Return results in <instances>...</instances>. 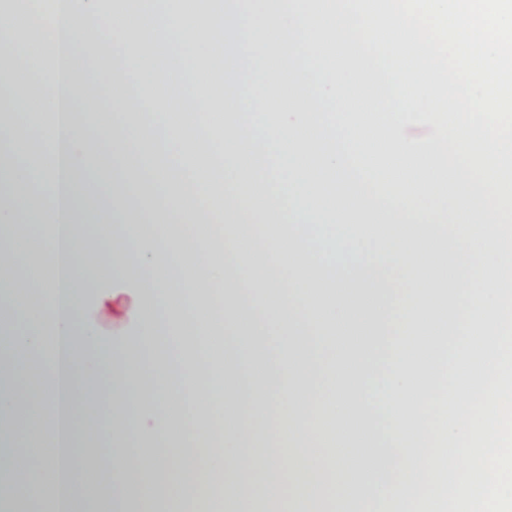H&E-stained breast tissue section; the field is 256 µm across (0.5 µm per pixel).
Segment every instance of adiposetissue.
Listing matches in <instances>:
<instances>
[{
	"label": "adipose tissue",
	"mask_w": 512,
	"mask_h": 512,
	"mask_svg": "<svg viewBox=\"0 0 512 512\" xmlns=\"http://www.w3.org/2000/svg\"><path fill=\"white\" fill-rule=\"evenodd\" d=\"M25 0L0 6V49L35 73L37 136L0 149V334L35 365L0 390V476L24 472L39 512H85L90 495L135 512H178L201 476L222 481L221 512H413V412L401 254L346 126L282 23L276 0ZM106 57L122 120L79 114ZM151 67L153 92L139 91ZM206 74L223 93L199 97ZM294 89L288 107L279 100ZM41 175L22 206L14 166ZM97 175L88 178L86 170ZM154 198V222L141 199ZM321 205H314V198ZM43 235L27 233L23 215ZM113 226L106 257L91 224ZM39 265L38 290H16L17 262ZM123 277L127 290L105 288ZM101 335L82 312L89 283ZM179 364L159 351L166 336ZM220 336L219 372L201 379L191 343ZM157 351L145 374L126 345ZM326 383H311V346ZM257 371L238 372L242 351ZM89 412L86 435L111 441L110 483L95 455L61 457L63 423ZM220 413L223 433L210 416ZM374 426L377 451H354ZM146 444L129 456L127 432ZM347 450L336 454L332 437ZM187 452L170 461L160 439ZM136 467L135 485L123 474ZM178 467L179 480L170 477Z\"/></svg>",
	"instance_id": "adipose-tissue-1"
}]
</instances>
